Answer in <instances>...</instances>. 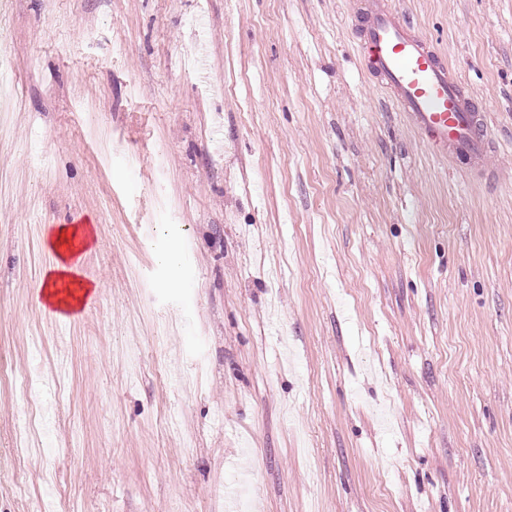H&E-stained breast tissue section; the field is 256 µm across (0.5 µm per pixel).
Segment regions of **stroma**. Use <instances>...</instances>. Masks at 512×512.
Instances as JSON below:
<instances>
[{
	"label": "stroma",
	"mask_w": 512,
	"mask_h": 512,
	"mask_svg": "<svg viewBox=\"0 0 512 512\" xmlns=\"http://www.w3.org/2000/svg\"><path fill=\"white\" fill-rule=\"evenodd\" d=\"M354 2L0 0V512H512V0H390L492 180ZM82 219L62 323L42 228ZM358 41L366 69L441 158L488 170L491 154L483 107L469 95L429 41L388 0H357ZM45 244L56 259L40 282L35 299L43 309L66 310L79 315L85 301L91 302L101 284L77 278L85 255L95 244L91 224H46Z\"/></svg>",
	"instance_id": "stroma-1"
}]
</instances>
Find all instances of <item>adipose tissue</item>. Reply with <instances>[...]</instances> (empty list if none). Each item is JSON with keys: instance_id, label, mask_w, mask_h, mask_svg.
Masks as SVG:
<instances>
[{"instance_id": "obj_1", "label": "adipose tissue", "mask_w": 512, "mask_h": 512, "mask_svg": "<svg viewBox=\"0 0 512 512\" xmlns=\"http://www.w3.org/2000/svg\"><path fill=\"white\" fill-rule=\"evenodd\" d=\"M45 243L56 259L35 291V299L45 309L80 311L85 301L94 299L100 284L79 276L85 255L95 244L90 224H49Z\"/></svg>"}]
</instances>
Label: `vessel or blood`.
<instances>
[{"label": "vessel or blood", "mask_w": 512, "mask_h": 512, "mask_svg": "<svg viewBox=\"0 0 512 512\" xmlns=\"http://www.w3.org/2000/svg\"><path fill=\"white\" fill-rule=\"evenodd\" d=\"M358 41L367 70L429 142L434 154L487 168L485 113L426 38L389 0H356Z\"/></svg>", "instance_id": "obj_1"}]
</instances>
